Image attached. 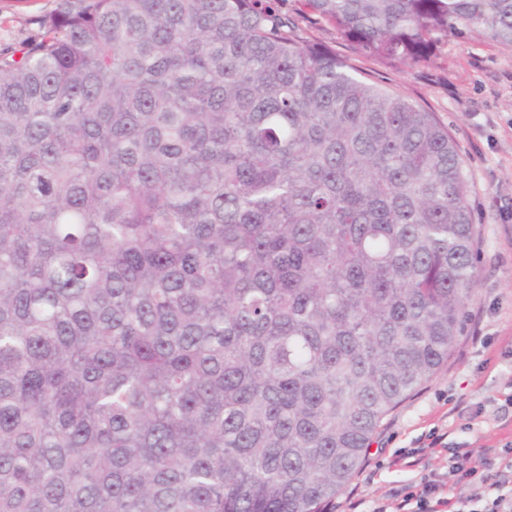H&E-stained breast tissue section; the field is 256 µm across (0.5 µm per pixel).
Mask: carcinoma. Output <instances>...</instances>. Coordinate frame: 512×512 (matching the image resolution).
Returning a JSON list of instances; mask_svg holds the SVG:
<instances>
[{
  "instance_id": "obj_1",
  "label": "carcinoma",
  "mask_w": 512,
  "mask_h": 512,
  "mask_svg": "<svg viewBox=\"0 0 512 512\" xmlns=\"http://www.w3.org/2000/svg\"><path fill=\"white\" fill-rule=\"evenodd\" d=\"M363 55L512 0H304ZM0 53V512H328L448 362L480 238L434 113L259 0H60Z\"/></svg>"
}]
</instances>
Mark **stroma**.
<instances>
[{
    "instance_id": "obj_1",
    "label": "stroma",
    "mask_w": 512,
    "mask_h": 512,
    "mask_svg": "<svg viewBox=\"0 0 512 512\" xmlns=\"http://www.w3.org/2000/svg\"><path fill=\"white\" fill-rule=\"evenodd\" d=\"M58 0H0V53L43 29ZM304 40L331 46L363 77L406 94L436 114L456 141L470 181L472 218L480 226L479 280L464 331L439 372L382 422L358 474L335 499L377 503L395 512L397 494L432 472L449 494L469 486L451 470L450 450L512 442V50L487 38L449 39L425 66H387L363 57L316 21L304 0H275ZM441 437L434 454L408 466L404 455Z\"/></svg>"
}]
</instances>
